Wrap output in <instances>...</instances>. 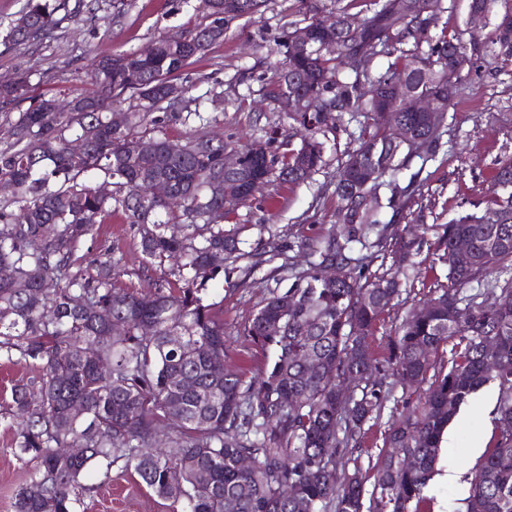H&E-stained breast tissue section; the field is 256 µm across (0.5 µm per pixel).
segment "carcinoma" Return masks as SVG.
Returning a JSON list of instances; mask_svg holds the SVG:
<instances>
[{
	"instance_id": "1",
	"label": "carcinoma",
	"mask_w": 512,
	"mask_h": 512,
	"mask_svg": "<svg viewBox=\"0 0 512 512\" xmlns=\"http://www.w3.org/2000/svg\"><path fill=\"white\" fill-rule=\"evenodd\" d=\"M505 11L482 34L466 27L453 35L428 37L437 25L439 0H377L359 27L345 26L347 8L333 13L336 26H322L316 0H298L309 22L285 34L306 32L312 51L285 53L265 84L278 106L283 92L305 99L304 110L288 112V136L301 145L280 151L271 137L266 152L254 156L238 147L242 168L226 178V189L247 200L250 181L271 175L285 184L307 179L323 162L325 140L350 114L364 118L360 145L341 161L336 174V223L298 245L293 256L274 251L267 258L240 252L224 220V195L205 185L223 169L231 146L207 135L184 140L156 138L150 154L135 128L156 125L174 105L166 83L215 40L212 25H200L175 39H155L152 57L125 52L92 64L93 95L67 106L54 98L33 101L14 125L15 143L0 150V359L38 371V393L26 386L0 399V418L15 430L19 458L38 467L15 494V512H80L89 487L86 470L97 467L103 481L112 469L135 473L153 494L170 502L171 512H363L360 469H338L345 456L366 442L364 425L380 424L396 386L420 390L413 407L381 431L386 452L376 465L380 488L376 512H419L434 473L442 436L470 395L484 383L498 385L495 443L470 480L467 512H512V280L489 282L492 268L512 269V158L495 163L497 188L478 212L437 225L434 254L447 266L446 282L429 289L427 312L413 306L391 339L387 369L378 379L369 351L382 314L399 296L401 270L377 275L369 266L388 251L407 260L420 251L413 238H397L386 213L399 214L415 193L419 173L403 181L418 158L434 157L438 130L407 111L394 87L404 82L437 99L455 56L471 63L487 56L512 60V0H470L469 8ZM264 0H211L213 22L252 17ZM61 0H25L10 25L15 43L39 40L56 27ZM332 42L334 51L322 49ZM376 56L387 59L381 72L369 69ZM24 81L0 84V108L24 98ZM137 100L120 128L109 110L124 96ZM416 132L419 142L402 144L386 114ZM81 140L84 150L70 151ZM158 174L180 199L169 204L151 198L146 176ZM112 184V195L96 194L93 179ZM500 216L497 224L485 215ZM96 223L84 222L85 214ZM136 225L142 255L157 266L170 265L164 279L147 293L112 286L120 260L96 261L95 274L73 272L77 244L97 233L95 224L112 214ZM470 254L456 265L448 254L458 238ZM251 259L252 272L274 259L275 274L290 270V284L276 289L245 329L253 344L272 354L255 375L224 368V321L215 304L200 295L204 283L224 271V262ZM342 271L329 280L323 271ZM24 282L20 291L15 283ZM476 284L475 292L466 286ZM85 299L124 322L118 335ZM278 326L274 334L271 324ZM152 335L143 333L145 325ZM179 336L177 344L170 337ZM492 343L495 351H486ZM426 345L428 357L418 349ZM448 348V361H438ZM307 362H302L304 356ZM392 381H387V378ZM353 380L351 389L343 390ZM360 395H355V390ZM293 403H288V400ZM78 402L81 416L71 413ZM166 437L153 448L155 437ZM59 448H81L65 457ZM413 457L404 467L391 449ZM243 459L251 461L247 469ZM291 486L294 497L283 495Z\"/></svg>"
}]
</instances>
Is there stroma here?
<instances>
[{
  "label": "stroma",
  "instance_id": "obj_1",
  "mask_svg": "<svg viewBox=\"0 0 512 512\" xmlns=\"http://www.w3.org/2000/svg\"><path fill=\"white\" fill-rule=\"evenodd\" d=\"M25 0H0V82L26 77L27 99L0 110V149L13 146V126L33 98L72 99L91 91V64L95 59L145 48L155 37L176 35L207 23L204 0H66L58 24L41 41L14 44L5 38ZM297 0H267L261 14L225 21L224 38L197 62L187 66L177 82L185 89L168 118L147 126L150 137L178 139L192 133L232 138L243 143L288 140V121L263 94L264 80L284 58L282 45L290 22L303 20ZM453 108L445 118L442 148L418 176L410 210L424 212V223L395 217L397 228H410L418 238L433 239V225L461 214V202L477 201L493 190L496 159L512 156V65L483 61L464 68L452 90ZM358 119L344 116L336 138L327 142L323 164L304 182L284 184L270 180L243 202H227L225 231L237 234L246 252L282 249L300 242L336 219L332 195L338 166L359 144ZM83 272L94 260L112 254L121 261L116 287L144 292L162 275L147 263L139 248L135 226L113 217L101 225L95 238L82 242ZM421 274L401 285L395 306L383 315L370 342L377 360H385L388 338L409 307L424 299L434 279L444 277L432 247L415 257ZM245 261L227 264L222 278L206 283L207 301L216 305L224 321V347L229 367L258 370L262 352L244 330L277 282L264 271L246 274ZM498 386L490 382L462 405L450 423L452 440L442 446L436 462L439 472L458 471V482L432 478L426 489L431 512H466L472 472L494 445ZM35 461L19 458L14 432L0 424V512H14L16 491L35 468ZM92 491L81 512H170L166 501L135 479L113 470L110 483L97 471L83 479Z\"/></svg>",
  "mask_w": 512,
  "mask_h": 512
}]
</instances>
